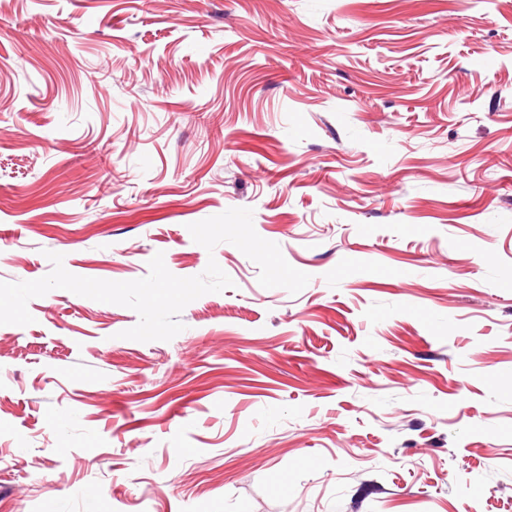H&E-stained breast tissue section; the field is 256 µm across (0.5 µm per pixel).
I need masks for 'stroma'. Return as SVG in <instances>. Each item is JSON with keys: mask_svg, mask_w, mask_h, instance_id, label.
Returning <instances> with one entry per match:
<instances>
[{"mask_svg": "<svg viewBox=\"0 0 512 512\" xmlns=\"http://www.w3.org/2000/svg\"><path fill=\"white\" fill-rule=\"evenodd\" d=\"M50 251L233 286L0 325V512H512V0H0V282Z\"/></svg>", "mask_w": 512, "mask_h": 512, "instance_id": "obj_1", "label": "stroma"}]
</instances>
